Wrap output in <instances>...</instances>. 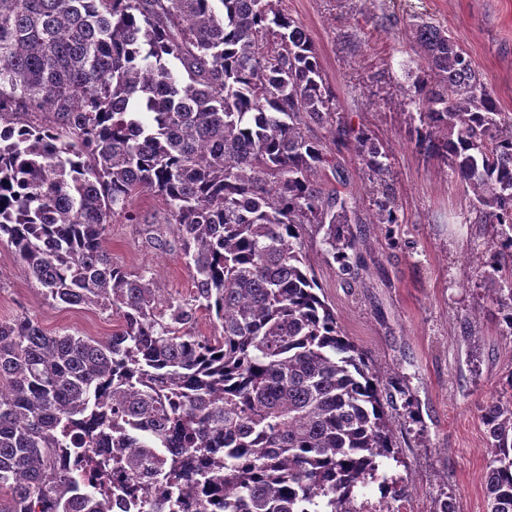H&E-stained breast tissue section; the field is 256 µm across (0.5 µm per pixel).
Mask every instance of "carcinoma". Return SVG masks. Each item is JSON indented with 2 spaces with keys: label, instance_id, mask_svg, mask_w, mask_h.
I'll use <instances>...</instances> for the list:
<instances>
[{
  "label": "carcinoma",
  "instance_id": "1",
  "mask_svg": "<svg viewBox=\"0 0 512 512\" xmlns=\"http://www.w3.org/2000/svg\"><path fill=\"white\" fill-rule=\"evenodd\" d=\"M279 0H0V242L47 299L120 315L105 339L0 320V512H103L67 467L125 460L120 508L182 512L204 487L224 512H355L395 458L382 377L319 296L301 228H326L349 262L346 180L327 141L386 155L336 121V96L304 28ZM426 69L403 106L419 148L448 163L496 228L486 264L512 335V115L471 59L412 24ZM162 224L192 271L187 297L112 261V216ZM378 203L376 223L397 224ZM213 332L195 331L201 315ZM482 408L488 512H512V373Z\"/></svg>",
  "mask_w": 512,
  "mask_h": 512
}]
</instances>
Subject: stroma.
<instances>
[{
    "label": "stroma",
    "mask_w": 512,
    "mask_h": 512,
    "mask_svg": "<svg viewBox=\"0 0 512 512\" xmlns=\"http://www.w3.org/2000/svg\"><path fill=\"white\" fill-rule=\"evenodd\" d=\"M281 7L312 38L338 115L372 135L388 156V172L372 173L355 146L335 152L348 177L345 196L358 218L345 225L356 240L349 264L327 253L324 232L306 225L304 253L341 331L367 353L385 384L408 390L411 407L390 420L396 477L415 512L438 501L457 512H487L488 459L480 409L499 396L512 373V336L497 323L487 267L477 260L493 230L480 223L472 196L447 163L415 144L416 120L398 102L407 68L422 61L409 25L425 20L457 41L512 113V0H282ZM392 196L400 221L376 223L377 203ZM142 221L113 217L105 246L118 264L152 276L162 295H186L192 272L177 243L145 240L162 204L135 202ZM29 315L50 334L102 338L118 316L94 307L46 301L10 246L0 243V319Z\"/></svg>",
    "instance_id": "stroma-1"
}]
</instances>
